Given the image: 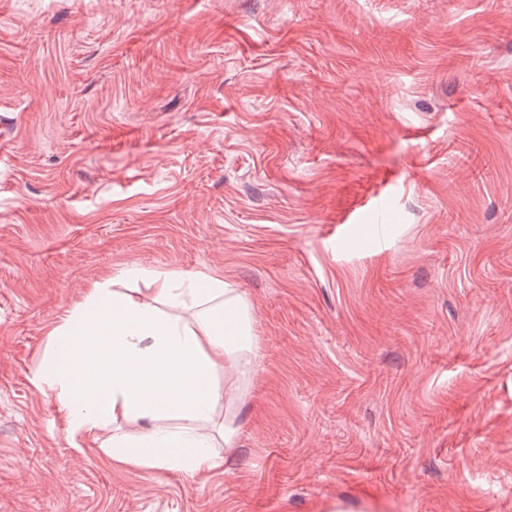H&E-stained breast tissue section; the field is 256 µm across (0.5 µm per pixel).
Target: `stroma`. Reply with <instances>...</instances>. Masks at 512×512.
Returning <instances> with one entry per match:
<instances>
[{
  "label": "stroma",
  "instance_id": "1",
  "mask_svg": "<svg viewBox=\"0 0 512 512\" xmlns=\"http://www.w3.org/2000/svg\"><path fill=\"white\" fill-rule=\"evenodd\" d=\"M132 266L250 306L207 475L31 382ZM0 512H512V0H0Z\"/></svg>",
  "mask_w": 512,
  "mask_h": 512
}]
</instances>
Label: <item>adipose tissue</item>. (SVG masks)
Returning <instances> with one entry per match:
<instances>
[{
    "label": "adipose tissue",
    "instance_id": "1",
    "mask_svg": "<svg viewBox=\"0 0 512 512\" xmlns=\"http://www.w3.org/2000/svg\"><path fill=\"white\" fill-rule=\"evenodd\" d=\"M119 276L129 288L95 284L54 328L65 344L45 353L32 383L53 391L72 438L121 412L133 429L108 440L114 462L207 474L234 447L236 416L224 400L251 373L249 308L219 277L201 289L137 267ZM221 367L229 376L220 383Z\"/></svg>",
    "mask_w": 512,
    "mask_h": 512
}]
</instances>
